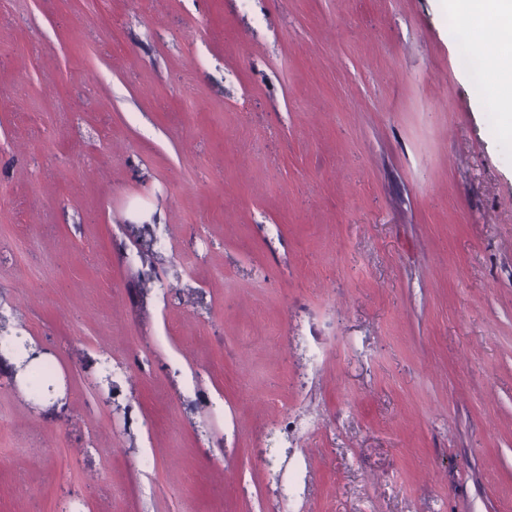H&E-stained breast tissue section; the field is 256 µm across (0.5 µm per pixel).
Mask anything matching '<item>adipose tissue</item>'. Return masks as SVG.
Returning <instances> with one entry per match:
<instances>
[{
  "label": "adipose tissue",
  "mask_w": 512,
  "mask_h": 512,
  "mask_svg": "<svg viewBox=\"0 0 512 512\" xmlns=\"http://www.w3.org/2000/svg\"><path fill=\"white\" fill-rule=\"evenodd\" d=\"M465 40L476 47V68L486 93L512 123V92H502L503 77H512V0H454Z\"/></svg>",
  "instance_id": "obj_1"
}]
</instances>
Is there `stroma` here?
Masks as SVG:
<instances>
[{
	"mask_svg": "<svg viewBox=\"0 0 512 512\" xmlns=\"http://www.w3.org/2000/svg\"><path fill=\"white\" fill-rule=\"evenodd\" d=\"M469 54L451 0H0V333L53 387L0 357V512H512Z\"/></svg>",
	"mask_w": 512,
	"mask_h": 512,
	"instance_id": "35a3bbf8",
	"label": "stroma"
}]
</instances>
